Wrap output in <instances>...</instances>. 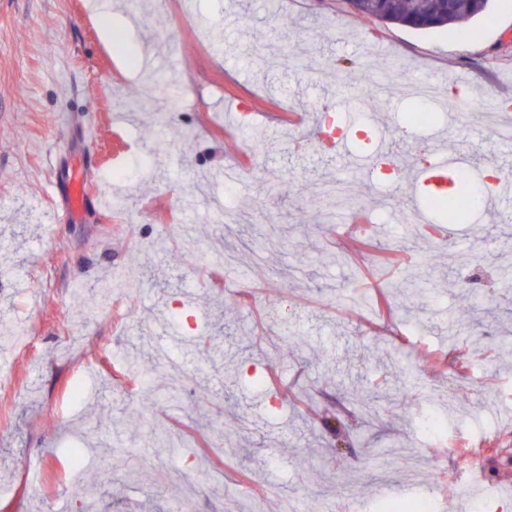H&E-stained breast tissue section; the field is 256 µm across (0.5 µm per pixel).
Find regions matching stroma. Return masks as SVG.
Wrapping results in <instances>:
<instances>
[{
	"instance_id": "35a3bbf8",
	"label": "stroma",
	"mask_w": 512,
	"mask_h": 512,
	"mask_svg": "<svg viewBox=\"0 0 512 512\" xmlns=\"http://www.w3.org/2000/svg\"><path fill=\"white\" fill-rule=\"evenodd\" d=\"M95 2L0 0V512L512 507V360L489 347L512 334L500 274L512 199L438 225L433 243L404 221L425 208L410 175L439 154L512 175V145L486 122L512 102V12L495 2L464 39L358 16L348 0H114L105 23ZM257 48L293 64L258 70ZM142 69L186 101L123 112ZM374 81L395 91L366 110ZM421 85L437 91L426 130L403 122ZM324 112L393 132L407 179L359 177L380 161L351 140L320 152L309 130ZM162 137L148 174L115 186ZM66 165L87 171L105 211L62 215ZM358 237L369 248L344 259ZM426 254L452 283L419 301L408 270ZM143 266L141 288L102 293ZM296 333L303 349L287 344ZM133 346L146 364L131 382ZM447 383L465 411L434 432L427 392ZM354 386L405 403L380 401L367 425ZM146 389L150 415L129 421ZM92 438L99 451L70 476L68 448ZM398 448L424 478L385 465ZM474 479L483 493L462 496ZM74 480L95 493L74 497Z\"/></svg>"
}]
</instances>
